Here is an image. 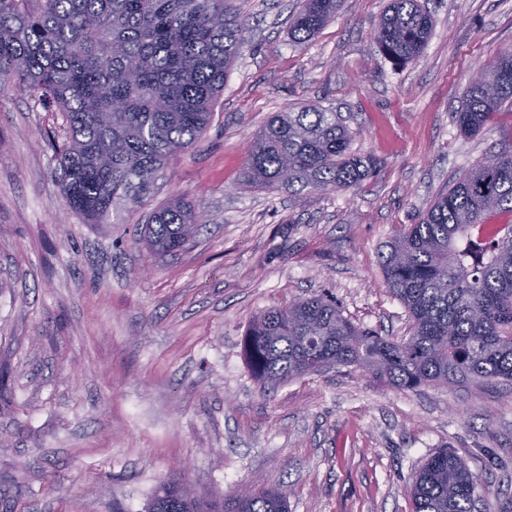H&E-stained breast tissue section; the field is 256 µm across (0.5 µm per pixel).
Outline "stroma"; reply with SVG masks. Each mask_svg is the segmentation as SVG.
<instances>
[{
	"label": "stroma",
	"mask_w": 512,
	"mask_h": 512,
	"mask_svg": "<svg viewBox=\"0 0 512 512\" xmlns=\"http://www.w3.org/2000/svg\"><path fill=\"white\" fill-rule=\"evenodd\" d=\"M250 30L197 145L150 205L115 224L68 211L49 137L62 116L0 94V512H142L184 475L202 496L279 487L288 512H411L408 488L447 449L478 476L474 512L512 505V384L385 386L335 367L264 389L244 352L261 314L317 294L361 328L410 333L380 257L464 172L512 152V107L455 121L474 69L512 50V0H422L421 57L396 66L373 29L389 0H343L312 39L300 0H239ZM332 108L377 168L346 190L243 181L270 115ZM205 218L174 257L139 239L153 207Z\"/></svg>",
	"instance_id": "35a3bbf8"
}]
</instances>
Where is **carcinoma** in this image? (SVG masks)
Segmentation results:
<instances>
[{
  "label": "carcinoma",
  "instance_id": "1",
  "mask_svg": "<svg viewBox=\"0 0 512 512\" xmlns=\"http://www.w3.org/2000/svg\"><path fill=\"white\" fill-rule=\"evenodd\" d=\"M340 0H301L291 38L304 42ZM433 28L420 0H390L374 37L394 65L418 59ZM237 0H0V93H28L62 114L65 140L50 141L65 207L110 224L143 205L171 162L209 127L245 44ZM512 103V53L475 71L456 112L461 131L483 130ZM352 132L320 107L277 112L256 134L244 183L276 190L346 189L369 175L370 157L350 152ZM478 163L441 193L382 256L388 290L407 310L410 335L395 341L360 330L325 295L270 310L245 333L257 379L267 386L330 366L366 368L400 389L512 382V153ZM288 179H283V173ZM203 226L188 200L154 209L145 244L175 255ZM476 479L455 454H434L409 489L412 512H473ZM145 512H288L287 493L203 499L171 480Z\"/></svg>",
  "mask_w": 512,
  "mask_h": 512
}]
</instances>
